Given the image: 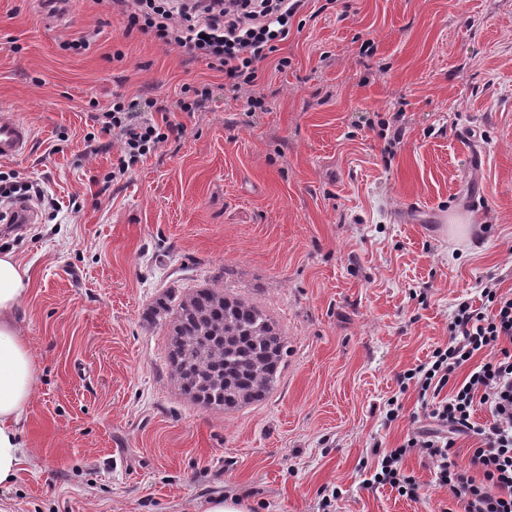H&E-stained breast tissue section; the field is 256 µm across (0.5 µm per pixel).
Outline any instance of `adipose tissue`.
<instances>
[{"instance_id":"adipose-tissue-1","label":"adipose tissue","mask_w":512,"mask_h":512,"mask_svg":"<svg viewBox=\"0 0 512 512\" xmlns=\"http://www.w3.org/2000/svg\"><path fill=\"white\" fill-rule=\"evenodd\" d=\"M30 282L27 266L0 254V486L16 478L27 454L19 423L35 392L37 364L15 312Z\"/></svg>"}]
</instances>
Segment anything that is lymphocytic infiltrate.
Wrapping results in <instances>:
<instances>
[{"label":"lymphocytic infiltrate","mask_w":512,"mask_h":512,"mask_svg":"<svg viewBox=\"0 0 512 512\" xmlns=\"http://www.w3.org/2000/svg\"><path fill=\"white\" fill-rule=\"evenodd\" d=\"M307 0H112L113 11L136 31L166 45L183 48L193 59L205 60L223 73L230 92L246 94L249 111L264 109L263 96L253 89L260 65L277 56L287 40L292 20ZM210 97L208 87L193 88L191 96L162 104L152 98L116 96L104 114L103 132L117 131L119 150L112 164L113 179H121L141 157L169 139H180L186 128L171 120L173 112H196ZM483 294L491 314L459 303L450 322L445 346L429 361L399 375L401 390L412 389L432 428L414 431L400 448L382 456L374 481L400 495L418 497L420 485L402 468L410 452L433 465V485L448 489L461 512H512V296L487 285ZM470 371L463 381L455 373ZM490 419H473L476 407ZM474 439L468 463L456 459V438Z\"/></svg>","instance_id":"obj_1"}]
</instances>
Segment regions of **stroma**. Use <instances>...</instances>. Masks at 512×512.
<instances>
[{
    "instance_id": "1",
    "label": "stroma",
    "mask_w": 512,
    "mask_h": 512,
    "mask_svg": "<svg viewBox=\"0 0 512 512\" xmlns=\"http://www.w3.org/2000/svg\"><path fill=\"white\" fill-rule=\"evenodd\" d=\"M280 53L251 112L222 73L126 33L98 0L60 19L0 0V109L34 134L0 171L44 194L36 223L0 232L30 268L17 317L38 361L29 455L0 512H198L229 494L318 512L334 487L333 512L455 508L419 453L402 462L419 499L371 479L417 427L398 374L447 343L459 303L512 293V0H310ZM188 85L211 95L177 113L184 136L105 182L119 143L89 156L84 137L114 96L172 102ZM204 286L286 337L264 401L207 408L173 379L168 327L147 312Z\"/></svg>"
}]
</instances>
